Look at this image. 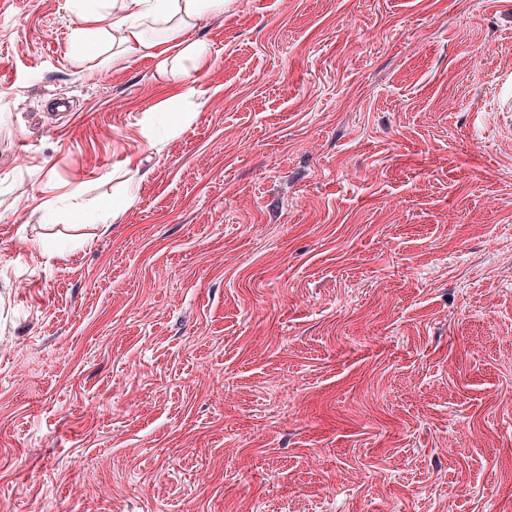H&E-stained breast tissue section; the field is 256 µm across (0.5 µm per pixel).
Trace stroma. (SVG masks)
I'll return each instance as SVG.
<instances>
[{
  "label": "stroma",
  "instance_id": "35a3bbf8",
  "mask_svg": "<svg viewBox=\"0 0 512 512\" xmlns=\"http://www.w3.org/2000/svg\"><path fill=\"white\" fill-rule=\"evenodd\" d=\"M66 2L0 0V512H512V0H226L165 71Z\"/></svg>",
  "mask_w": 512,
  "mask_h": 512
}]
</instances>
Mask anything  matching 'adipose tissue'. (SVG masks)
Listing matches in <instances>:
<instances>
[{
  "label": "adipose tissue",
  "mask_w": 512,
  "mask_h": 512,
  "mask_svg": "<svg viewBox=\"0 0 512 512\" xmlns=\"http://www.w3.org/2000/svg\"><path fill=\"white\" fill-rule=\"evenodd\" d=\"M223 7L224 0H112L109 12L101 19L120 36L126 51L149 56L154 55L158 43L145 38L144 22L167 24V43L178 44L182 57L202 64L208 59V44L185 39V31L205 12Z\"/></svg>",
  "instance_id": "ef3b65f1"
}]
</instances>
